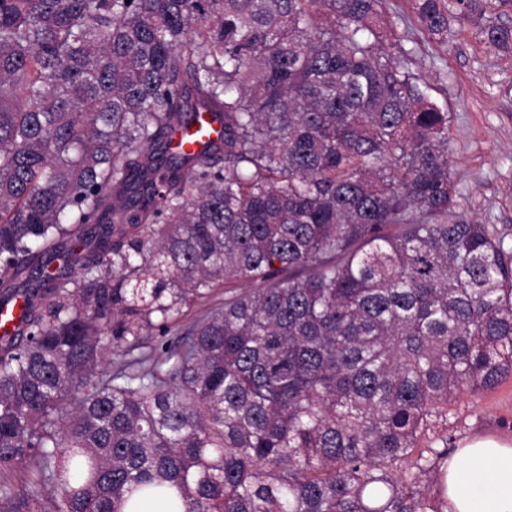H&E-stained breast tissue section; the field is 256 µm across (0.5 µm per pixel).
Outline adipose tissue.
<instances>
[{"label": "adipose tissue", "mask_w": 512, "mask_h": 512, "mask_svg": "<svg viewBox=\"0 0 512 512\" xmlns=\"http://www.w3.org/2000/svg\"><path fill=\"white\" fill-rule=\"evenodd\" d=\"M448 512H512V438L460 441L445 476Z\"/></svg>", "instance_id": "adipose-tissue-1"}]
</instances>
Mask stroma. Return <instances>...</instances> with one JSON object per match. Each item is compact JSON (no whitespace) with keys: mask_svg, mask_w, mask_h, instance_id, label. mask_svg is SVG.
Instances as JSON below:
<instances>
[{"mask_svg":"<svg viewBox=\"0 0 512 512\" xmlns=\"http://www.w3.org/2000/svg\"><path fill=\"white\" fill-rule=\"evenodd\" d=\"M384 10L402 18L413 72L451 114L457 214L497 225L512 250V56L495 53L471 28L456 24L443 38L429 37L411 0H386ZM477 433L512 437V377L494 390L452 401L432 436L454 449Z\"/></svg>","mask_w":512,"mask_h":512,"instance_id":"stroma-1","label":"stroma"}]
</instances>
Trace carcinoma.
<instances>
[{
  "instance_id": "1",
  "label": "carcinoma",
  "mask_w": 512,
  "mask_h": 512,
  "mask_svg": "<svg viewBox=\"0 0 512 512\" xmlns=\"http://www.w3.org/2000/svg\"><path fill=\"white\" fill-rule=\"evenodd\" d=\"M413 2L512 54V0ZM383 3L0 0V512H445L512 251Z\"/></svg>"
}]
</instances>
